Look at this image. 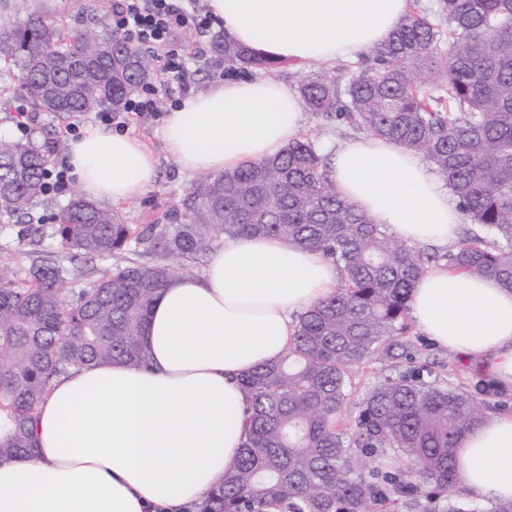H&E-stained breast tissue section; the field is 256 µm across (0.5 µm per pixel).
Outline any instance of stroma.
<instances>
[{
    "label": "stroma",
    "instance_id": "stroma-1",
    "mask_svg": "<svg viewBox=\"0 0 512 512\" xmlns=\"http://www.w3.org/2000/svg\"><path fill=\"white\" fill-rule=\"evenodd\" d=\"M113 0H33V8L43 14L56 17L65 28L72 29L89 25L93 15L111 16ZM220 29H213L211 36L197 37L195 32H187L188 41L198 46L199 57L195 63L197 69L195 91H203L210 85L219 83L218 73L224 67L223 59L211 50L213 39L221 37ZM20 99L6 98L0 95V136L23 139L36 147L44 146L52 138L58 137L61 129L69 122L68 117L51 112H27L19 116ZM167 100H160L158 115L147 116L129 123L125 131L144 143L153 153L156 161V179L154 184L139 198L116 204L126 223L148 224L163 217L175 206L181 205L191 188L200 177L184 171L177 161L167 152L159 135L162 113L168 112ZM26 120L28 134H21L18 120ZM302 135L312 137L320 154H328L337 144L348 139H356L360 130L346 124L325 119L323 116L305 112ZM54 214L41 206H33L29 214L22 218L8 219L0 217V262L9 264L15 271L18 281H25L30 267L46 255L56 256L64 268L65 293L73 297L86 288L88 283L102 274L114 270L123 264L120 255L105 258H73L62 249L53 235ZM416 350V361L428 365L433 379L440 385L458 387L467 390L487 408L488 415L512 414V395L490 394L486 392L477 377L470 374L466 365L457 361L447 348L420 330H413L410 336ZM408 364H373L359 371L353 378L352 394L343 411L346 424H353L358 415V400L363 393L379 378L397 377L407 373Z\"/></svg>",
    "mask_w": 512,
    "mask_h": 512
}]
</instances>
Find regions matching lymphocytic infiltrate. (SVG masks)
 I'll use <instances>...</instances> for the list:
<instances>
[{
  "label": "lymphocytic infiltrate",
  "mask_w": 512,
  "mask_h": 512,
  "mask_svg": "<svg viewBox=\"0 0 512 512\" xmlns=\"http://www.w3.org/2000/svg\"><path fill=\"white\" fill-rule=\"evenodd\" d=\"M213 20L199 0H114L112 29L133 40L154 62V80L129 99L125 111L142 116L156 112L159 95L170 96L172 107L191 88L187 29L206 31Z\"/></svg>",
  "instance_id": "obj_1"
}]
</instances>
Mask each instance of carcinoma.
I'll return each instance as SVG.
<instances>
[{
    "label": "carcinoma",
    "mask_w": 512,
    "mask_h": 512,
    "mask_svg": "<svg viewBox=\"0 0 512 512\" xmlns=\"http://www.w3.org/2000/svg\"><path fill=\"white\" fill-rule=\"evenodd\" d=\"M14 2L15 19L0 20V55L18 71L14 93L36 110L117 112L151 78L150 59L129 38L110 28L66 32L27 10L28 0ZM213 51L229 80L279 66L227 35ZM338 70L342 87L334 72L302 77L305 107L431 163L481 232L443 255L395 237L338 196L308 138L203 178L168 224H128L77 195L57 215L60 246L132 257L73 301L55 258L32 265L22 287L0 265V461L31 454L38 407L67 368L148 362L142 326L187 263L224 237L269 236L332 260L339 284L297 315L277 362L241 379L245 440L202 512H472L453 501L461 439L486 420L470 393L413 370L368 388L354 426L340 416L356 369L413 358L411 293L430 264L512 290V0H439L433 17L411 10L373 48L371 65ZM48 166L42 150L0 140V215L53 205L41 190Z\"/></svg>",
    "instance_id": "1"
}]
</instances>
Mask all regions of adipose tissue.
<instances>
[{
  "label": "adipose tissue",
  "instance_id": "obj_1",
  "mask_svg": "<svg viewBox=\"0 0 512 512\" xmlns=\"http://www.w3.org/2000/svg\"><path fill=\"white\" fill-rule=\"evenodd\" d=\"M216 26L263 57L348 59L381 43L408 0H208ZM298 96L268 79L231 81L167 112L161 137L186 170L219 173L279 153L302 125ZM68 162L91 197L120 203L156 176L138 139L102 126L72 141ZM337 192L391 233L452 245L461 214L426 163L379 138L339 145L326 162ZM334 264L282 239H225L198 275L173 279L142 331L147 364L115 361L57 377L34 423L33 457L0 462V512H185L221 486L244 441L240 380L275 363L295 316L332 294ZM419 329L512 393V290L437 266L412 292ZM466 494L512 500V415L467 434L456 459Z\"/></svg>",
  "mask_w": 512,
  "mask_h": 512
}]
</instances>
